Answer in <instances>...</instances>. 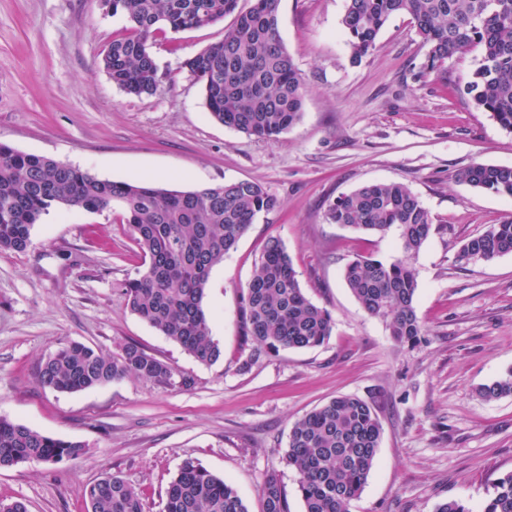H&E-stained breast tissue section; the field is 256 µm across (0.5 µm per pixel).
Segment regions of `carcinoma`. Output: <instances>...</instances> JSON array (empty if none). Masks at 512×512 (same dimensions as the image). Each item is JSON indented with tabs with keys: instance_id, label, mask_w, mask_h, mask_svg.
I'll use <instances>...</instances> for the list:
<instances>
[{
	"instance_id": "obj_1",
	"label": "carcinoma",
	"mask_w": 512,
	"mask_h": 512,
	"mask_svg": "<svg viewBox=\"0 0 512 512\" xmlns=\"http://www.w3.org/2000/svg\"><path fill=\"white\" fill-rule=\"evenodd\" d=\"M125 18V35L112 39L103 69L129 95H152L159 86L148 39L164 29L177 34L232 24L222 40L183 62L201 86L210 118L263 140H276L300 121L304 79L280 34V0H111ZM407 14L427 47L426 69L444 73L457 54L478 52L463 85L474 108L512 132V0H347L342 25L354 59L372 51L391 17ZM455 180L472 188L512 196V166L474 164ZM55 207L116 215L130 230L143 270L129 280L131 311L204 365L221 357L211 335L203 299L212 268L222 261L261 214L278 199L253 181L176 190L139 181L103 180L69 163L24 153L0 143V252H23L33 227ZM330 224L354 231H399L403 255L392 261L359 255L344 268L351 294L371 316L386 323L398 343L423 335L415 308L413 260L433 230L420 198L401 183H369L331 201ZM512 254V221L492 224L467 240L458 259L493 260ZM245 335L253 347L241 363L248 370L282 350L313 349L331 336V312L314 304L300 286L286 248L271 240L242 295ZM167 363L136 344L114 356L71 342L42 360L37 380L55 391L77 393L124 378L172 384ZM484 400L512 396V368L478 389ZM382 425L372 406L351 395L335 397L292 426L282 461L299 475L302 512H349L372 471ZM80 442L52 438L0 417V469L38 462L76 460ZM88 512H144L140 494L121 476L106 475L86 492ZM261 512H290L277 472L261 486ZM162 512H249L234 487L191 458L170 481ZM482 512H512V472L493 483Z\"/></svg>"
}]
</instances>
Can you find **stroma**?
Returning a JSON list of instances; mask_svg holds the SVG:
<instances>
[{"mask_svg":"<svg viewBox=\"0 0 512 512\" xmlns=\"http://www.w3.org/2000/svg\"><path fill=\"white\" fill-rule=\"evenodd\" d=\"M346 0H280L279 28L305 78L301 120L277 140L212 121L181 62L220 41L231 18L157 33L155 94L109 79L103 54L125 20L102 0H0V142L111 181L142 179L193 190L241 180L276 196L209 276L204 309L223 355L210 366L130 311L124 287L141 268L114 216L51 209L23 252H0V417L84 454L52 467L0 470V501L30 512H86L87 487L120 475L161 512L185 459L231 483L250 512L277 471L290 512H302L298 475L281 455L293 424L341 395L367 401L383 435L350 512H435L458 500L480 512L512 472V396L476 390L512 367V255L458 261L461 245L512 220V197L455 182L471 165L512 166V133L456 90L475 53L449 59L447 80L426 71L409 16H393L375 49L354 60L341 25ZM374 182L409 187L434 231L414 260L420 343H396L347 287L359 255L402 254L397 230L365 235L324 217L337 196ZM286 247L307 297L334 318L328 341L284 350L241 370V294L269 239ZM117 354L135 343L190 379L187 387L125 378L78 393L41 387L37 368L62 344Z\"/></svg>","mask_w":512,"mask_h":512,"instance_id":"35a3bbf8","label":"stroma"}]
</instances>
